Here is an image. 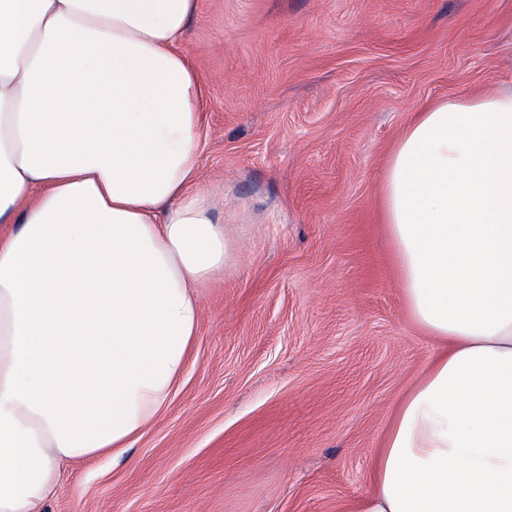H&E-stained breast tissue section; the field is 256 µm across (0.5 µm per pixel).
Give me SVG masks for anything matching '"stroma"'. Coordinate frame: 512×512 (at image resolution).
Here are the masks:
<instances>
[{
	"label": "stroma",
	"mask_w": 512,
	"mask_h": 512,
	"mask_svg": "<svg viewBox=\"0 0 512 512\" xmlns=\"http://www.w3.org/2000/svg\"><path fill=\"white\" fill-rule=\"evenodd\" d=\"M201 173L237 240L187 366L123 457L64 466L47 512H351L438 349L383 224L415 112L512 88V0H199Z\"/></svg>",
	"instance_id": "stroma-1"
}]
</instances>
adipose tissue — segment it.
Masks as SVG:
<instances>
[{
    "mask_svg": "<svg viewBox=\"0 0 512 512\" xmlns=\"http://www.w3.org/2000/svg\"><path fill=\"white\" fill-rule=\"evenodd\" d=\"M197 6L0 0V512L126 452L186 367L199 288L237 263L200 186ZM382 202L439 348L353 512H512V90L416 113Z\"/></svg>",
    "mask_w": 512,
    "mask_h": 512,
    "instance_id": "ef3b65f1",
    "label": "adipose tissue"
}]
</instances>
